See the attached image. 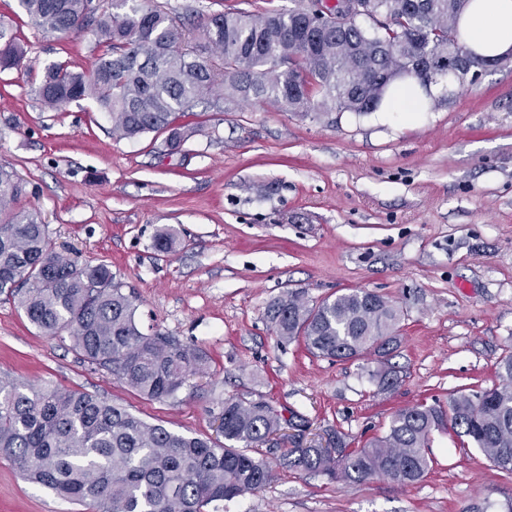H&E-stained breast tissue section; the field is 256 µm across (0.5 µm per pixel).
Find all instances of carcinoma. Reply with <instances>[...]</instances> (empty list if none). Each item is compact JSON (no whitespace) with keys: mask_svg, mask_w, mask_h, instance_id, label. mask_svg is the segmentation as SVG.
<instances>
[{"mask_svg":"<svg viewBox=\"0 0 512 512\" xmlns=\"http://www.w3.org/2000/svg\"><path fill=\"white\" fill-rule=\"evenodd\" d=\"M297 0L272 13L214 14L201 40L183 18L140 0H112L100 12L93 0H20L32 25L53 34L90 33L101 49L92 69L65 63L46 70L39 86L44 108L59 110L90 95L107 113L112 135L136 139L166 134L178 152L195 130L179 117L196 109L222 112L235 102L261 100L297 116L376 111L394 82L439 76L448 56L458 68L485 65L462 41L468 0H363L372 16L338 25ZM24 48L0 24V71L13 69ZM25 194L12 168L0 165V295L23 310L43 334H67L83 360L152 400L177 396L187 379L204 373L207 353L161 331L143 333L137 306L106 264L83 263L56 251L40 212L11 209ZM176 246L173 230L155 239L157 252ZM404 312L389 298L350 289L311 302L292 290L271 301L267 318L281 342L301 341L318 357H388L397 348ZM499 384L446 403L399 411L384 435L351 448L346 435L327 432L324 446L306 441L305 420L281 465L330 480L359 483L420 480L433 466L435 431L466 438L499 469L512 473V353L496 366ZM393 389L397 371L371 374ZM224 446L151 424L90 393L48 383L21 385L0 376V458L28 481L91 512H219L226 501L252 494L275 478L268 454L281 429V411L259 397L218 398Z\"/></svg>","mask_w":512,"mask_h":512,"instance_id":"1","label":"carcinoma"}]
</instances>
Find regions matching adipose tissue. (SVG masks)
I'll list each match as a JSON object with an SVG mask.
<instances>
[{
  "instance_id": "obj_1",
  "label": "adipose tissue",
  "mask_w": 512,
  "mask_h": 512,
  "mask_svg": "<svg viewBox=\"0 0 512 512\" xmlns=\"http://www.w3.org/2000/svg\"><path fill=\"white\" fill-rule=\"evenodd\" d=\"M461 25L467 44L479 56L512 57V0H470Z\"/></svg>"
}]
</instances>
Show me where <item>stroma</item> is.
<instances>
[{"label":"stroma","instance_id":"1","mask_svg":"<svg viewBox=\"0 0 512 512\" xmlns=\"http://www.w3.org/2000/svg\"><path fill=\"white\" fill-rule=\"evenodd\" d=\"M203 21L265 12L294 0H161ZM0 22L26 50L0 71V165L26 186L18 205L40 210L56 249L111 267L155 330L206 350L207 373L176 399L150 400L92 369L70 338H50L0 296V373L122 405L186 435H215L217 397L265 398L305 416L309 436L343 432L360 448L394 414L498 382L512 350V66L483 73L425 112L298 117L265 102L201 112L196 133L165 156L164 134L117 139L92 98L44 110L46 68L92 69L91 35L46 37L19 0ZM178 246L160 254L156 235ZM365 288L397 301L406 319L390 358L398 386L380 389L357 361L280 343L268 303L289 290L318 300ZM431 474L404 486L356 484L280 470L224 512H507L512 474L452 432L432 436ZM0 512H86L24 480L0 458Z\"/></svg>","mask_w":512,"mask_h":512}]
</instances>
